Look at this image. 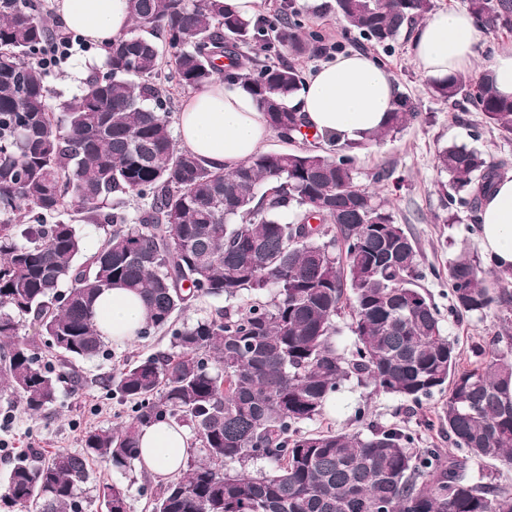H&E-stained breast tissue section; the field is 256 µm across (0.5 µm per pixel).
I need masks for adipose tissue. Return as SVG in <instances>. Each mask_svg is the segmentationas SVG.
I'll return each instance as SVG.
<instances>
[{
  "label": "adipose tissue",
  "instance_id": "ef3b65f1",
  "mask_svg": "<svg viewBox=\"0 0 512 512\" xmlns=\"http://www.w3.org/2000/svg\"><path fill=\"white\" fill-rule=\"evenodd\" d=\"M57 21L95 42L122 37L130 26L128 0H56ZM480 32L464 10H442L418 30L411 54L425 77L442 79L482 64L498 95L512 98V43L482 56ZM396 91L385 69L371 56H336L311 73L293 103L327 139L363 143L381 130L394 107ZM182 149L220 169H232L257 153L272 130L254 99L241 88L215 80L193 92L177 114ZM480 245L494 266L512 270V176L502 177L481 213ZM94 319L105 339L133 340L145 316L133 292L115 288L94 304ZM188 432L164 423L141 435V466L157 477L179 472L187 458Z\"/></svg>",
  "mask_w": 512,
  "mask_h": 512
}]
</instances>
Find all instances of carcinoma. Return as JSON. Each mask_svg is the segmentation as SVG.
I'll use <instances>...</instances> for the list:
<instances>
[{
	"instance_id": "1",
	"label": "carcinoma",
	"mask_w": 512,
	"mask_h": 512,
	"mask_svg": "<svg viewBox=\"0 0 512 512\" xmlns=\"http://www.w3.org/2000/svg\"><path fill=\"white\" fill-rule=\"evenodd\" d=\"M128 2L131 28L56 104L51 71L37 64L53 36L50 13L43 0H0V398L33 415L53 406L60 385L79 380L77 364L105 352L93 303L114 286L143 301L138 335L173 341L105 381L134 406L130 421L86 431L79 452L33 448L18 458L0 477V512H87L94 467H132L143 429L160 422L189 427L193 440L151 512H512V491L464 476L471 459L512 468V350L477 348L464 361L417 288L436 271L358 181L356 145L258 153L226 171L177 147L170 122L174 92L220 75L255 99L278 138L305 142L304 115L289 105L305 77L285 53H326L319 20L328 14L389 50L432 0H325L310 16L282 0L250 19L223 0ZM463 3L478 28L512 29V0ZM431 86L445 102L470 100L512 137V99L488 75ZM419 117L399 94L369 140ZM436 160L454 188L445 207L469 209L479 227L503 164L457 145ZM126 197L139 200L135 212L121 206ZM290 212L293 223L283 220ZM81 221L104 232L92 253ZM511 278L459 256L448 313L511 307ZM220 296L224 310L178 325L190 301ZM346 307L354 342L342 352L335 318ZM28 319L55 358L46 366L40 346L21 337ZM353 375L415 403L448 391L438 419L457 453L415 451L411 433L373 424L365 407L355 412L364 432L302 430ZM255 460L271 466L251 471ZM102 499L107 512H127L122 488L103 486Z\"/></svg>"
}]
</instances>
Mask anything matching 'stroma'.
<instances>
[{
	"instance_id": "obj_1",
	"label": "stroma",
	"mask_w": 512,
	"mask_h": 512,
	"mask_svg": "<svg viewBox=\"0 0 512 512\" xmlns=\"http://www.w3.org/2000/svg\"><path fill=\"white\" fill-rule=\"evenodd\" d=\"M321 28L326 44L338 43L344 52H363L378 60L396 90L416 106L420 118L414 125L357 151V177L361 184L374 186L389 202L397 223L416 240L422 265L439 270V277H427L419 286L442 313L444 332L457 342L463 358H470L475 347L491 348L500 328L497 315L453 317L448 313L449 265L463 252L480 261L485 255L477 237L468 232L470 219L466 210L445 208L450 177L437 168L435 157L439 148L457 144L512 164V139H504L496 130L484 126L481 113L434 96L427 78L412 61L410 39H399L392 49L385 50L358 34H345L330 15L322 19ZM102 54L99 45L87 40L75 46L71 57L53 74L55 94L60 99H70L80 85L74 75L77 67L82 60ZM381 170L389 172V179L375 181V173ZM170 341V336L160 334L139 337L126 344H107L104 356L84 362L81 380L63 385L57 403L41 415H29L20 405L0 400V420L9 423L8 428L0 430V474L27 449L38 448L47 454L58 450L77 452L82 448L86 429L114 428L130 420L131 404L112 397L103 386L104 380L127 360L168 351ZM444 400V395L437 394L415 404L377 392L352 377L345 381L323 414L306 423L305 428L356 431L359 425L354 411L357 406L366 405L375 423L397 425L415 434L417 447L445 449L449 446L447 435L425 426L426 420L436 418ZM102 482L126 490L129 512H149L147 503L158 484L156 477L136 466L125 471L104 465L96 467L93 480L84 487L90 512H104L98 498V485Z\"/></svg>"
}]
</instances>
